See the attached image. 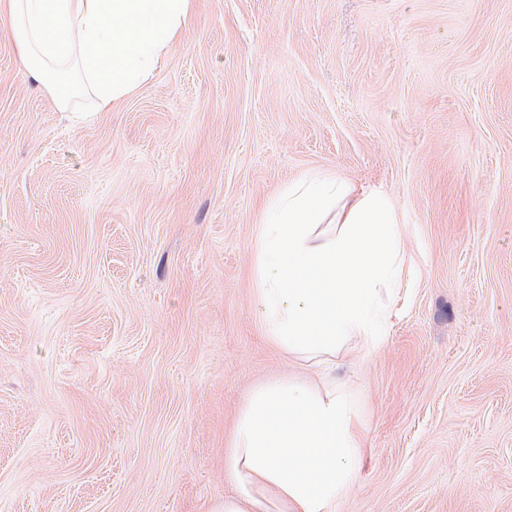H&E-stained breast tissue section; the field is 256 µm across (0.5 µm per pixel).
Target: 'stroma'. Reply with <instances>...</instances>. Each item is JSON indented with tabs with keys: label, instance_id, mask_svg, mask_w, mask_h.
<instances>
[{
	"label": "stroma",
	"instance_id": "obj_1",
	"mask_svg": "<svg viewBox=\"0 0 512 512\" xmlns=\"http://www.w3.org/2000/svg\"><path fill=\"white\" fill-rule=\"evenodd\" d=\"M60 111L0 22V512H217L251 389L323 375L367 448L335 512H512V0H194L154 78ZM389 194L372 350L261 330L264 204Z\"/></svg>",
	"mask_w": 512,
	"mask_h": 512
}]
</instances>
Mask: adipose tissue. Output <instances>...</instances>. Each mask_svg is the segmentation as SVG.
Segmentation results:
<instances>
[{
  "instance_id": "1",
  "label": "adipose tissue",
  "mask_w": 512,
  "mask_h": 512,
  "mask_svg": "<svg viewBox=\"0 0 512 512\" xmlns=\"http://www.w3.org/2000/svg\"><path fill=\"white\" fill-rule=\"evenodd\" d=\"M20 60L70 110L117 106L147 85L180 40L193 0H5ZM389 197L306 172L270 199L253 248L267 341L295 360L374 348L388 319L382 293L405 257ZM364 447L352 402L326 383L286 377L256 386L224 448L234 490L218 512H333L355 484Z\"/></svg>"
}]
</instances>
